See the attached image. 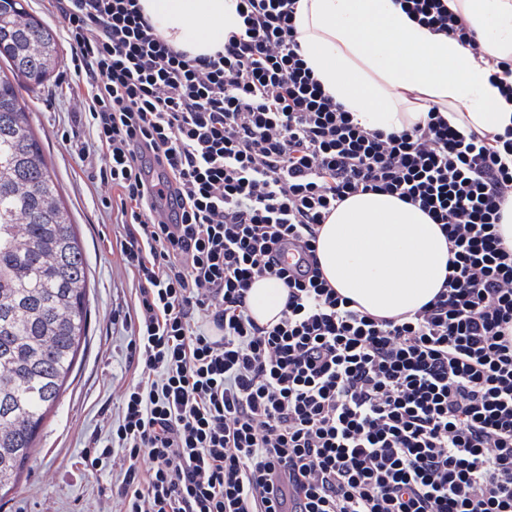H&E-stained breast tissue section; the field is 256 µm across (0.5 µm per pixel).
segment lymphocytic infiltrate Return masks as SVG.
<instances>
[{"mask_svg": "<svg viewBox=\"0 0 512 512\" xmlns=\"http://www.w3.org/2000/svg\"><path fill=\"white\" fill-rule=\"evenodd\" d=\"M473 56L448 0H398ZM223 48L190 56L139 0H55L83 86L78 157L115 193L137 279L134 378L88 472L119 512H512V129L372 131L327 94L298 0H238ZM418 207L448 240L428 303L377 318L324 278L320 227L351 196ZM294 251L291 265L281 261ZM279 281L277 323L247 295Z\"/></svg>", "mask_w": 512, "mask_h": 512, "instance_id": "f902f5d3", "label": "lymphocytic infiltrate"}]
</instances>
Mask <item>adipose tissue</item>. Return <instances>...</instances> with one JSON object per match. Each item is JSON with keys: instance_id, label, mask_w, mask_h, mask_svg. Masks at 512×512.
<instances>
[{"instance_id": "1", "label": "adipose tissue", "mask_w": 512, "mask_h": 512, "mask_svg": "<svg viewBox=\"0 0 512 512\" xmlns=\"http://www.w3.org/2000/svg\"><path fill=\"white\" fill-rule=\"evenodd\" d=\"M156 33L191 55L223 47L241 19L236 0H140ZM474 29L482 57L419 26L396 0H300L301 54L324 90L369 130L410 126L428 98L450 123L487 133L512 127V101L489 80V59L512 60V0H451ZM319 262L333 288L380 317L411 313L440 290L448 243L439 225L398 198H348L322 224ZM287 292L257 280L248 307L261 324L277 321Z\"/></svg>"}]
</instances>
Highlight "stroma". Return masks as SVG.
I'll return each instance as SVG.
<instances>
[{
  "instance_id": "obj_1",
  "label": "stroma",
  "mask_w": 512,
  "mask_h": 512,
  "mask_svg": "<svg viewBox=\"0 0 512 512\" xmlns=\"http://www.w3.org/2000/svg\"><path fill=\"white\" fill-rule=\"evenodd\" d=\"M61 64L42 85L21 87L30 103V122L45 159L54 171L87 257L91 293L86 342L71 384L49 413L29 472L0 500V512H99L112 499V474L84 476L79 459L104 419L118 408V394L133 374L127 367L129 330L125 321L134 304L136 283L119 253L108 243L119 228L102 204L95 170L81 167L74 152L83 132L74 123V76L68 47Z\"/></svg>"
}]
</instances>
